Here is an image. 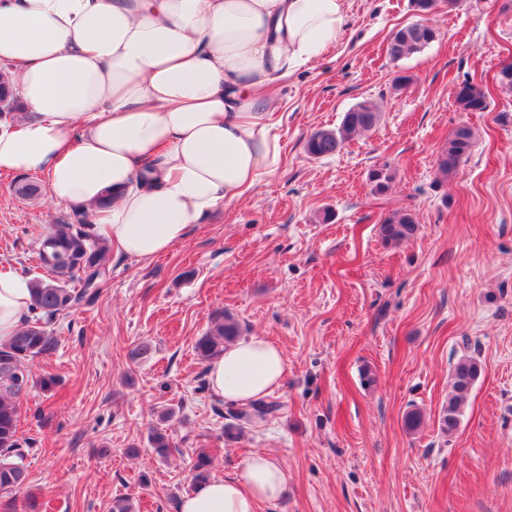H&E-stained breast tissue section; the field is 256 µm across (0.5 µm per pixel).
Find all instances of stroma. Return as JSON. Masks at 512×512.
I'll list each match as a JSON object with an SVG mask.
<instances>
[{
    "mask_svg": "<svg viewBox=\"0 0 512 512\" xmlns=\"http://www.w3.org/2000/svg\"><path fill=\"white\" fill-rule=\"evenodd\" d=\"M415 20L410 0H351L325 57L273 87L277 170L153 264L111 255L95 300L50 324L56 346L19 399L28 483L0 512H108L120 496L178 512L202 448L215 479L257 451L285 469V495L259 512H512V122L499 119L512 92L496 81L512 62V0H459L431 15L438 39L391 60L390 35ZM468 80L489 89V111L458 108ZM360 103L378 108L376 129L310 157L309 136ZM462 124L475 146L436 185L437 152ZM385 162L396 179L377 196L367 173ZM20 182L0 175V264L34 277L41 238L70 209L22 197ZM398 208L418 230L387 247L379 226ZM225 312L287 360L280 411L234 439L195 352ZM465 356L480 372L447 435ZM479 375V364L472 357H464L456 363L450 374L448 405L443 409L441 429L449 434L460 424L464 403L469 390Z\"/></svg>",
    "mask_w": 512,
    "mask_h": 512,
    "instance_id": "1",
    "label": "stroma"
}]
</instances>
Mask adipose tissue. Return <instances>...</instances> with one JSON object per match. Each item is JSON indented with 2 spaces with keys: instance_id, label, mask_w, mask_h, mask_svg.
Masks as SVG:
<instances>
[{
  "instance_id": "obj_1",
  "label": "adipose tissue",
  "mask_w": 512,
  "mask_h": 512,
  "mask_svg": "<svg viewBox=\"0 0 512 512\" xmlns=\"http://www.w3.org/2000/svg\"><path fill=\"white\" fill-rule=\"evenodd\" d=\"M349 0H0V64L20 111L0 115V173L44 177L53 204L82 208L92 233L142 265L278 167L272 85L322 56ZM31 279L0 265V343L31 314ZM287 362L264 336L207 368L233 403L278 390ZM285 470L252 453L197 485L179 512H258Z\"/></svg>"
}]
</instances>
